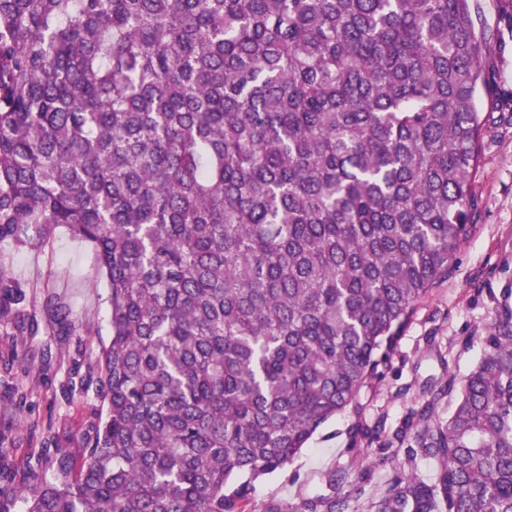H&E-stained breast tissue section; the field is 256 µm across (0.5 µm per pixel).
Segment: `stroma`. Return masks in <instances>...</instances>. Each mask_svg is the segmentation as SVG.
I'll list each match as a JSON object with an SVG mask.
<instances>
[{"label":"stroma","mask_w":512,"mask_h":512,"mask_svg":"<svg viewBox=\"0 0 512 512\" xmlns=\"http://www.w3.org/2000/svg\"><path fill=\"white\" fill-rule=\"evenodd\" d=\"M470 6L487 39L482 64L494 88L476 98L486 124L472 177L475 221L447 279L420 303L383 378L361 392L358 413L326 423L283 470L258 481L254 512L272 496L298 503L334 470L348 473L347 512H372L394 473L425 479L437 467L402 449L383 451L354 440L352 427L381 420L395 431L419 407L425 381L468 373L483 353L504 289H512V112L500 109L512 100V19L503 0H471ZM0 272L14 283L0 290V301L9 306L0 319V437L24 453L60 447L80 457L85 428L100 408L95 352L109 339L107 282L96 273L90 245L63 228L38 250L0 241ZM52 292L77 316L69 335H58L44 309ZM74 381L83 382V393H70Z\"/></svg>","instance_id":"obj_1"}]
</instances>
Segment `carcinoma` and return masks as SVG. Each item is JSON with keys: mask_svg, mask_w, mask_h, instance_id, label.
Masks as SVG:
<instances>
[{"mask_svg": "<svg viewBox=\"0 0 512 512\" xmlns=\"http://www.w3.org/2000/svg\"><path fill=\"white\" fill-rule=\"evenodd\" d=\"M482 48L470 0H0V240L65 227L109 288L86 454L20 473L0 437V512H251L448 278ZM395 445L438 468L376 512H512L511 305ZM345 481L263 512H345Z\"/></svg>", "mask_w": 512, "mask_h": 512, "instance_id": "obj_1", "label": "carcinoma"}]
</instances>
